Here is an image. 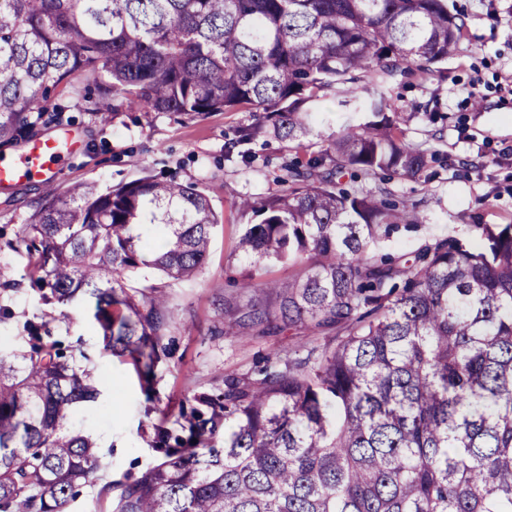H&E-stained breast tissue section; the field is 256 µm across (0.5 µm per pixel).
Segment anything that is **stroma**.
Masks as SVG:
<instances>
[{
    "instance_id": "obj_1",
    "label": "stroma",
    "mask_w": 512,
    "mask_h": 512,
    "mask_svg": "<svg viewBox=\"0 0 512 512\" xmlns=\"http://www.w3.org/2000/svg\"><path fill=\"white\" fill-rule=\"evenodd\" d=\"M448 8L466 23L456 52L438 72L397 76L389 92L393 111L405 118L406 141L432 154V162L415 177L381 174L351 184L359 192L380 188L415 203L419 223L395 225L376 246L401 261L448 236L477 246L474 225L512 224V0H448ZM346 98L331 91L315 102L319 135L309 148L298 150L263 133L243 143L252 157L248 166L226 148L243 128L260 125L262 113L176 118L131 108L105 120L72 106L64 129L79 137V149L58 165L51 180L33 177L0 186V272L14 279L24 274L27 256L9 242L44 204L50 186L62 191L77 182L103 187L146 175L174 176L204 189L221 218L199 275L167 286L176 319L166 338L169 354L152 383L144 382L130 359L104 350L82 306L44 303L27 286L10 297L12 317L0 322V350L29 351V328L38 326L70 354H84L83 368L100 385L98 401L72 419L103 450L93 480L77 490L74 512H111L109 484L134 479L164 460V449L153 443L157 428L187 435L186 418L200 397L221 395L225 377L244 374L268 355L303 342V335L292 331L245 342L225 333L224 301L237 296L252 271L251 259L236 244L243 225L257 218L242 212L239 202L277 192L284 162L319 151L347 122L369 120V113L352 111ZM64 129L47 126L39 136Z\"/></svg>"
}]
</instances>
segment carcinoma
Instances as JSON below:
<instances>
[{
	"label": "carcinoma",
	"mask_w": 512,
	"mask_h": 512,
	"mask_svg": "<svg viewBox=\"0 0 512 512\" xmlns=\"http://www.w3.org/2000/svg\"><path fill=\"white\" fill-rule=\"evenodd\" d=\"M466 24L447 0H0V150L64 121L51 87L94 115L134 107L202 115L248 109L305 146L319 93L373 77L361 111L284 188L240 209L263 215L237 248L254 272L224 300L225 334L302 331L192 410L190 436L157 429L166 459L108 486L113 512H512V224H476L480 246L445 238L403 266L370 246L416 206L339 182L416 176L388 88L435 72ZM219 217L196 184L145 176L75 184L22 225L15 244L46 303L90 301L105 350L149 380L174 319L166 288L128 285L145 266L190 280ZM306 263L255 282L267 263ZM31 336L0 353V512H69L102 450L69 427L101 390L62 343ZM224 427V447L210 438Z\"/></svg>",
	"instance_id": "obj_1"
}]
</instances>
